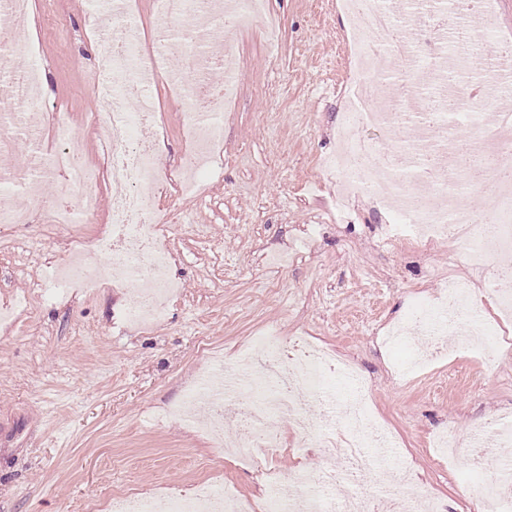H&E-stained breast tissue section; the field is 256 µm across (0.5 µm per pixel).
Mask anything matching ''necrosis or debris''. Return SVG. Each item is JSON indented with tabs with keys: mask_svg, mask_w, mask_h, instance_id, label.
I'll return each mask as SVG.
<instances>
[{
	"mask_svg": "<svg viewBox=\"0 0 512 512\" xmlns=\"http://www.w3.org/2000/svg\"><path fill=\"white\" fill-rule=\"evenodd\" d=\"M159 24L151 50L130 4L113 13L91 10L99 53L85 68L94 92L92 123L100 134L102 167L87 166L78 149L79 134L54 118V146L45 150L38 138L47 108L36 65H20L28 53L25 21L30 0H0V69L12 72L0 97L23 106L22 115L1 113V123H18L33 155L20 186L33 193L43 179L61 180L77 191L76 204L51 207L47 221L69 228L96 215L103 185H110V221L96 244L110 256L108 280L134 283L137 298L127 311L130 322L147 327L163 320L169 303L180 294L169 272L164 244L176 213L155 205L152 189L169 182L181 196L201 194L204 174L212 172L224 144V107L232 100L235 80L209 79L213 68L226 70L230 35L260 14L261 0H154ZM353 27L347 42L345 94L351 104L339 123L338 145L322 159L323 170L340 173L336 210L349 200L367 197L392 218L387 239L419 245L451 243L472 270L488 280L512 277V175L496 158L512 154V42L499 39L493 0H346ZM493 45L496 59L484 58ZM183 66L169 73V54ZM423 87L430 104L416 96H394L391 78ZM166 82L180 105L192 147L180 170L162 173L159 118L161 106L146 91L148 82ZM205 110H198V101ZM374 130L376 139L366 137ZM469 131L466 150L448 156L449 138ZM387 142L394 155L384 165L376 142ZM477 284L464 277L449 279L440 301L416 297L390 344L410 348L412 361L432 360L446 351L475 355L489 367L508 352L496 326L474 300ZM416 336L427 345L413 347ZM453 337L445 348L443 337ZM209 370L186 393L205 413V425L216 447L241 464L255 467L260 452L279 444L276 428L288 420L301 447L327 459L324 470L288 475L266 471L270 495L238 507L237 496L221 485L203 482L191 495L155 497L126 489L113 494V512H374V502L356 496L337 499L345 480L360 482L374 471L372 449L391 453L394 436L370 409L371 388L355 367L320 348L309 337L285 346L267 333L258 354H244L225 366L213 348L202 351ZM261 363L274 387L251 381L253 363ZM345 379L352 388L343 403L334 402L324 383ZM320 404L334 421L316 428L307 416ZM233 411L240 432H224V414ZM459 455L477 460L497 448L512 447V424L500 421L473 430L466 438H448ZM383 483L393 503L390 512H445L425 487L402 475L388 474Z\"/></svg>",
	"mask_w": 512,
	"mask_h": 512,
	"instance_id": "4bbe7bcc",
	"label": "necrosis or debris"
}]
</instances>
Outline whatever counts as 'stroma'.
I'll return each mask as SVG.
<instances>
[{
	"instance_id": "1",
	"label": "stroma",
	"mask_w": 512,
	"mask_h": 512,
	"mask_svg": "<svg viewBox=\"0 0 512 512\" xmlns=\"http://www.w3.org/2000/svg\"><path fill=\"white\" fill-rule=\"evenodd\" d=\"M46 1L55 29L46 31L37 15L28 31L43 95L80 130V152L97 163L94 93L82 80L98 53L87 32L90 0H35ZM336 2L265 0L280 23L274 46L261 24L236 32L222 172L205 196L178 203L183 220L168 246L181 294L162 322L126 321L129 283L90 296L75 290L63 301L41 294L56 260L104 232L108 194L92 222L70 232L47 224L46 210L58 198L75 201L72 188L50 179L34 198L0 191V207L29 211L28 223L0 233V306L33 297L13 327L0 326V512H87L124 485L188 495L219 469L240 497H260L257 470L229 458L216 466L203 429L163 412L208 370L202 344L221 348L229 364L271 324L358 367L372 386L374 414L400 440L376 466L432 486L446 512H474L478 486L512 467L507 448L482 464L457 457L442 466L424 443L431 430L465 436L512 417V361L483 368L473 357L446 355L403 379L393 370L407 351L382 343L414 295L434 299L445 279L471 269L449 264L444 246H387L386 217L364 199L351 200L344 216L329 215L338 180L310 189L318 156L336 148L346 108L336 78L348 20ZM151 92L166 128L160 164L174 171L186 151L182 116L166 85ZM273 251L287 252L286 270L270 268Z\"/></svg>"
}]
</instances>
